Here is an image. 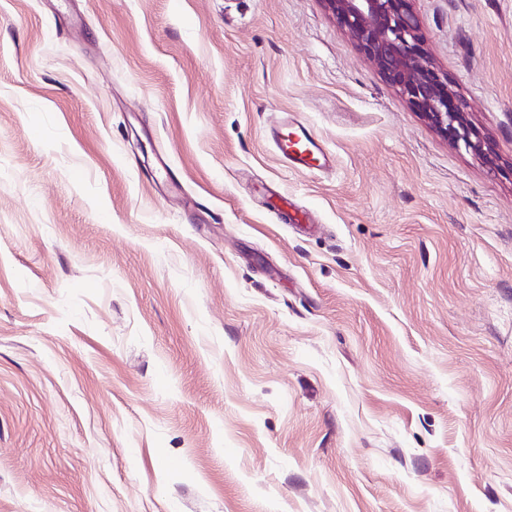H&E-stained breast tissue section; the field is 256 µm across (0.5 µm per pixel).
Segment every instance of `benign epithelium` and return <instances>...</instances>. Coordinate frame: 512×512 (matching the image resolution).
Segmentation results:
<instances>
[{
    "mask_svg": "<svg viewBox=\"0 0 512 512\" xmlns=\"http://www.w3.org/2000/svg\"><path fill=\"white\" fill-rule=\"evenodd\" d=\"M384 78L439 134L494 163L491 143L467 118L468 106L424 49L408 0H322Z\"/></svg>",
    "mask_w": 512,
    "mask_h": 512,
    "instance_id": "benign-epithelium-1",
    "label": "benign epithelium"
}]
</instances>
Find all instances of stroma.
<instances>
[{
	"label": "stroma",
	"instance_id": "stroma-1",
	"mask_svg": "<svg viewBox=\"0 0 512 512\" xmlns=\"http://www.w3.org/2000/svg\"><path fill=\"white\" fill-rule=\"evenodd\" d=\"M410 7L497 165L321 0H0V512H512V0ZM289 124L296 126L293 138L289 136L287 140L280 136L278 131L274 132L280 159L288 164L289 168L299 171L323 168L327 163V155L313 134L302 124Z\"/></svg>",
	"mask_w": 512,
	"mask_h": 512
}]
</instances>
